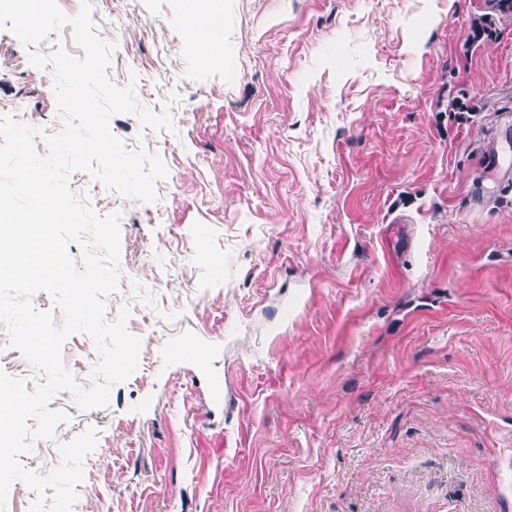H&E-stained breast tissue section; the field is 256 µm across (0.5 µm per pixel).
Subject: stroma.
I'll return each mask as SVG.
<instances>
[{
  "label": "stroma",
  "mask_w": 512,
  "mask_h": 512,
  "mask_svg": "<svg viewBox=\"0 0 512 512\" xmlns=\"http://www.w3.org/2000/svg\"><path fill=\"white\" fill-rule=\"evenodd\" d=\"M108 75L174 132L114 115L161 157L157 199L82 172L117 212L139 366L105 406L22 456L46 474L87 431L72 512H512V24L486 0H201L222 53L199 63L185 0H95ZM51 69L0 31V101L60 128ZM486 111L454 114L453 102ZM215 348L208 377L164 344ZM64 368L89 386L92 341ZM495 2V17H484L476 21L471 29L472 38L474 40H478L484 35L488 36L489 32H491L492 28L494 29L496 25V20L500 21L503 19H512V0H492ZM488 33V34H487Z\"/></svg>",
  "instance_id": "obj_1"
}]
</instances>
